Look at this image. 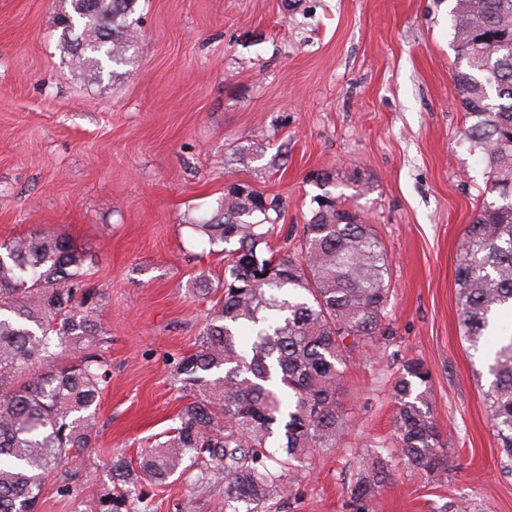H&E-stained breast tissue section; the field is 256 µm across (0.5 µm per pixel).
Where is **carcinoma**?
I'll return each instance as SVG.
<instances>
[{
  "instance_id": "1",
  "label": "carcinoma",
  "mask_w": 512,
  "mask_h": 512,
  "mask_svg": "<svg viewBox=\"0 0 512 512\" xmlns=\"http://www.w3.org/2000/svg\"><path fill=\"white\" fill-rule=\"evenodd\" d=\"M136 2L63 0L62 62L99 75L125 62ZM452 17L464 61L453 83L473 119L466 137L489 170L456 269L459 324L476 350L498 339L486 397L512 457V327L499 323L512 312V0H455ZM280 213L276 195L227 192L211 218L192 225L214 245L237 247L224 251L215 315L175 368L191 399L138 466L111 463L118 484L104 488L98 512H126L138 486L166 481L187 458L200 466L198 494L209 492L214 467L228 512H262L284 495L287 477L348 435L343 366L392 335L387 249L373 225L326 191L302 233L275 250ZM89 276L85 254L63 237L36 232L0 243V512H37L50 477L74 491L77 459L97 434L94 407L109 373ZM431 383L429 369L407 359L393 385L396 447L407 467L425 471L447 458L426 410ZM383 451L376 445L360 458L351 512H370L389 472Z\"/></svg>"
}]
</instances>
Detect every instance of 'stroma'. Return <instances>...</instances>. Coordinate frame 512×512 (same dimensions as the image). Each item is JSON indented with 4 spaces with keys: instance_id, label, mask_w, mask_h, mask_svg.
Instances as JSON below:
<instances>
[{
    "instance_id": "stroma-1",
    "label": "stroma",
    "mask_w": 512,
    "mask_h": 512,
    "mask_svg": "<svg viewBox=\"0 0 512 512\" xmlns=\"http://www.w3.org/2000/svg\"><path fill=\"white\" fill-rule=\"evenodd\" d=\"M454 0H137L139 37L103 76L66 66L60 0H0V241L61 235L92 266L109 383L79 486L47 482L38 512H98L110 460L135 457L189 396L172 380L215 312L202 282L224 262L191 224L227 185L278 195L302 227L321 170L386 245L389 341L354 356L342 396L353 427L266 512H349L358 456L393 434L403 360L432 374L442 471L393 464L373 512H512L491 382L459 327L455 270L488 169L457 101ZM195 468L144 484L128 512H224V484L193 494Z\"/></svg>"
}]
</instances>
